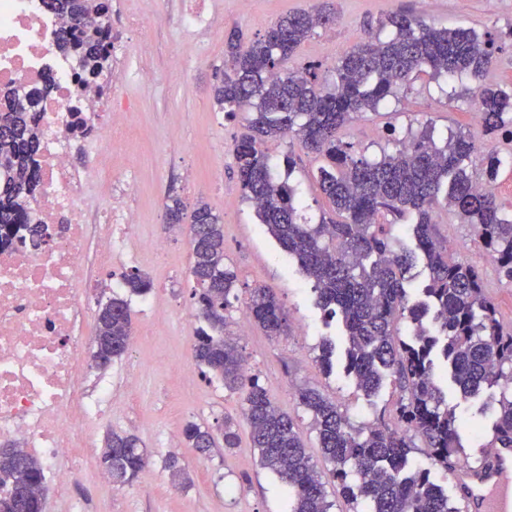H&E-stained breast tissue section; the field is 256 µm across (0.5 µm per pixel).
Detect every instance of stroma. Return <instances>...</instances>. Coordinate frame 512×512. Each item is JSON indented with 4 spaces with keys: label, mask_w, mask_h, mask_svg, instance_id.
<instances>
[{
    "label": "stroma",
    "mask_w": 512,
    "mask_h": 512,
    "mask_svg": "<svg viewBox=\"0 0 512 512\" xmlns=\"http://www.w3.org/2000/svg\"><path fill=\"white\" fill-rule=\"evenodd\" d=\"M326 1L333 8L334 22L317 28L290 61L294 68L316 65L325 77L353 45L381 34V21L395 12L438 27L480 33L512 29V5L493 12L487 0H255L247 11L239 0H208L214 27L192 38L181 25L183 0H111V21L128 37L130 60L156 74L148 86L115 83L136 129L125 146L138 171L126 198L139 214L132 237L158 234L165 238L166 248L160 254L134 252L96 272L91 292L100 305L111 299L115 280L133 270L150 279L152 290L148 297L131 298L132 332L140 341L105 371L112 379V405L93 424L94 445L78 461L84 477L46 497L45 512H288L287 488L260 467L249 428L239 420L240 396L206 378L193 357L194 333L202 320L189 275L188 227L168 224L166 219L164 203L170 195L190 205L204 201L221 218L224 253L238 275V299L229 327L240 336L251 374L275 405L293 418L313 458H320L321 451L312 417L297 403L298 389L319 390L357 426L371 423L382 411H393L398 396L393 377H384L379 391L368 397L356 388L342 363L330 371L319 363L320 342L333 335L335 325L325 321L313 285L296 259L267 233L243 198L234 146L246 133L247 123L241 116H225L214 97L230 32H240L250 41L280 16L315 9ZM144 16L151 17V24L131 29L132 20ZM177 51L185 52L188 62L174 71L169 60ZM425 125L438 139L461 131L482 150L500 147L499 138L485 135L475 120L468 83L455 82L442 91L426 74L413 78L377 111L352 119L342 138L372 160L394 152L398 141ZM265 150L276 164L293 153L291 180L302 199V213L308 222L318 223L329 210L316 181L319 159L290 149L284 139L268 141ZM436 223L453 252L481 271L503 327L512 329V282L498 276L470 225L458 223L445 211L437 214ZM258 287L281 300L288 324L284 335L266 336L247 315L246 302ZM132 377L138 381L134 393L127 386ZM500 397L497 386L466 399L449 391L448 405L461 421L462 463L476 465L488 456ZM228 416L239 420L236 447L228 449L219 442L202 453L186 442L187 424H198L217 436ZM115 432L137 436L148 456L136 479L124 486L100 480L102 453ZM172 455L179 459L180 474L165 466Z\"/></svg>",
    "instance_id": "stroma-1"
}]
</instances>
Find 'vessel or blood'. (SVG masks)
<instances>
[{"mask_svg":"<svg viewBox=\"0 0 512 512\" xmlns=\"http://www.w3.org/2000/svg\"><path fill=\"white\" fill-rule=\"evenodd\" d=\"M467 512H512V448H497L476 467L462 468Z\"/></svg>","mask_w":512,"mask_h":512,"instance_id":"obj_1","label":"vessel or blood"}]
</instances>
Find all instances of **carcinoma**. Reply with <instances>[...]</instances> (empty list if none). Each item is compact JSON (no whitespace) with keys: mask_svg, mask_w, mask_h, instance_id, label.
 <instances>
[{"mask_svg":"<svg viewBox=\"0 0 512 512\" xmlns=\"http://www.w3.org/2000/svg\"><path fill=\"white\" fill-rule=\"evenodd\" d=\"M47 5L69 19L60 47L78 58L81 79L98 80L101 63L112 57L109 0H47ZM332 21L331 8L324 5L280 17L246 45L238 35L229 37L215 99L228 117L251 115L249 133L234 147L243 198L313 280L316 304L324 316L342 328L346 371L368 397L387 373L400 390L394 417L381 413L361 427L318 390H298V404L312 415L323 459L333 466L343 494L354 503L367 502V512H463L460 503L431 480L430 469L409 463L417 438L430 450L433 465L447 472L454 471L463 450L459 419L436 378L434 358L439 354L450 363L463 398L484 385L505 389L490 447L512 448V333L504 331L480 271L450 251L448 240L436 230L435 217L446 209L470 225L500 276L512 281V213L503 210L492 191L507 161L487 152L476 163L475 144L463 132L450 134L439 145L427 129L401 142L395 152L370 160L339 139L338 132L422 72L433 79L470 80L490 135L512 127V93L486 82L499 50L494 34L438 28L406 13L382 22L391 28L387 38L372 37L345 53L330 82L319 77L314 65L297 71L283 68L316 28ZM37 103V92L15 91L10 108L0 111L1 248L27 240L21 231L29 224L28 200L39 185ZM72 114L73 136L85 137L91 127L79 105H73ZM284 137L323 161L318 183L336 218L307 223L290 183L292 156L284 159V178L274 177L261 144ZM186 211L181 197L168 198V223H183ZM387 214L411 221L416 250L396 246L379 222ZM188 216L190 276L205 322L196 331L195 359L225 389L240 394L260 465L288 486V512H330L322 475L293 419L274 405L257 377L247 374L236 340L226 334L238 299V277L225 261L221 219L203 201ZM418 254L428 269V281L422 288L424 300L411 303L404 281ZM123 280L133 295L151 289L138 272ZM246 308L267 335L284 332V309L272 292L253 289ZM403 314L414 325L408 339L393 330L394 320ZM429 314L436 325L433 332L423 324ZM130 336L128 299L114 296L98 309L92 361L102 359L111 366L127 351ZM184 435L199 450L202 442L212 440L208 430L194 423L185 427ZM107 447L111 451L104 456L112 457L116 473L133 481L144 465L138 439L114 433ZM43 483L38 458L0 448V488L5 489L0 512H38L39 500L30 490Z\"/></svg>","mask_w":512,"mask_h":512,"instance_id":"carcinoma-1","label":"carcinoma"}]
</instances>
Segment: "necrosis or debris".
<instances>
[{
  "mask_svg": "<svg viewBox=\"0 0 512 512\" xmlns=\"http://www.w3.org/2000/svg\"><path fill=\"white\" fill-rule=\"evenodd\" d=\"M63 27L44 0H0V107L8 105L15 87L40 93V183L28 210L32 223L54 234L49 247L0 248V442L38 456L58 486L76 481V470L60 462L91 446L90 424L108 411L112 399L107 377L96 379L92 394L82 389L91 310L87 226L99 229L102 247L94 257L101 263L123 250L124 233L137 222L123 201L133 167L123 150L130 118L113 120L105 136L85 137L92 168L76 167L65 151L74 96L95 114L119 105L99 84H78L74 61L59 49ZM93 174L112 183L111 205L94 212L85 204Z\"/></svg>",
  "mask_w": 512,
  "mask_h": 512,
  "instance_id": "4bbe7bcc",
  "label": "necrosis or debris"
}]
</instances>
